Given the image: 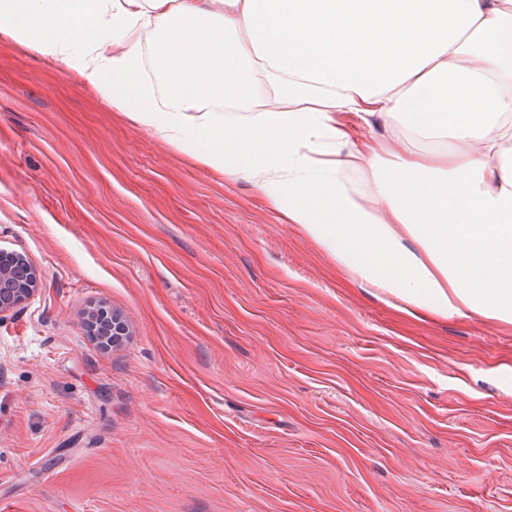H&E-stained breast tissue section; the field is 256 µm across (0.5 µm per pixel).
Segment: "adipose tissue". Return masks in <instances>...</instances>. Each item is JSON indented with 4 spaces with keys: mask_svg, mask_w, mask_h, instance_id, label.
<instances>
[{
    "mask_svg": "<svg viewBox=\"0 0 512 512\" xmlns=\"http://www.w3.org/2000/svg\"><path fill=\"white\" fill-rule=\"evenodd\" d=\"M0 36L399 310L512 325V0H0ZM348 113L449 148L355 142Z\"/></svg>",
    "mask_w": 512,
    "mask_h": 512,
    "instance_id": "1",
    "label": "adipose tissue"
}]
</instances>
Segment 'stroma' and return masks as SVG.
<instances>
[{"label": "stroma", "mask_w": 512, "mask_h": 512, "mask_svg": "<svg viewBox=\"0 0 512 512\" xmlns=\"http://www.w3.org/2000/svg\"><path fill=\"white\" fill-rule=\"evenodd\" d=\"M1 249L42 289L0 318V512H512V326L374 297L2 37ZM104 312H108L112 318V333L110 336H106L104 345L108 348H112V342L114 343L117 336H130L129 327L121 315L115 311L109 312L104 305H93L83 312L82 320L83 324L91 333V328L97 321L100 323L105 321L103 326H108V320H106V316L104 317ZM91 334L92 336L94 335V333Z\"/></svg>", "instance_id": "35a3bbf8"}]
</instances>
